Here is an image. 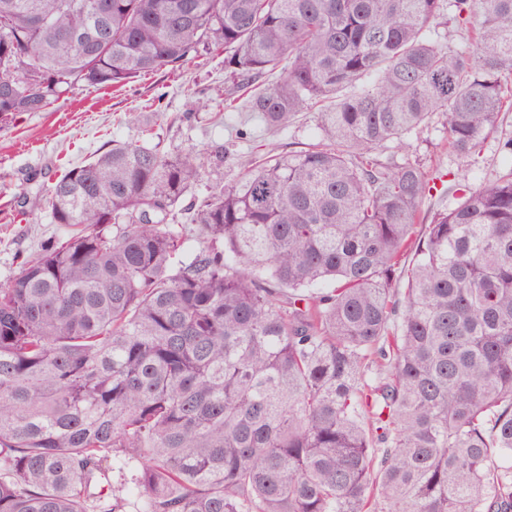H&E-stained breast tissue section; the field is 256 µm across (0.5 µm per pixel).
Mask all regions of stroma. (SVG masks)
<instances>
[{"label": "stroma", "instance_id": "obj_1", "mask_svg": "<svg viewBox=\"0 0 512 512\" xmlns=\"http://www.w3.org/2000/svg\"><path fill=\"white\" fill-rule=\"evenodd\" d=\"M224 97V53H211L178 68H163L119 89L77 85L42 112H24L0 121V287L18 273L24 258L62 238L61 225L50 223L46 193L60 174L82 165L115 141L140 138L143 130L166 151L194 149L208 155L223 144V166L203 168L193 196L230 184L251 169L257 145L317 142L316 107L304 109L288 128L273 132L245 101L215 121L210 103ZM512 136V111L484 142L477 162L449 153L446 117L435 115L420 133L403 144L387 143L383 154L418 163L427 174L452 172L461 179L489 181L512 166L499 149Z\"/></svg>", "mask_w": 512, "mask_h": 512}]
</instances>
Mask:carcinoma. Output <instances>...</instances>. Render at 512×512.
<instances>
[{"label": "carcinoma", "instance_id": "1", "mask_svg": "<svg viewBox=\"0 0 512 512\" xmlns=\"http://www.w3.org/2000/svg\"><path fill=\"white\" fill-rule=\"evenodd\" d=\"M94 2L0 0L1 118L222 48L224 105L322 136L187 208L200 154L147 139L49 188L64 239L0 287V512H125L114 467L136 512H512V168L427 219L372 155L440 112L479 155L512 0H111L93 44ZM112 482V489L115 493L126 499V512H134L136 507V492L134 489L133 481L130 480V473L128 471L119 472L112 470L109 474Z\"/></svg>", "mask_w": 512, "mask_h": 512}]
</instances>
